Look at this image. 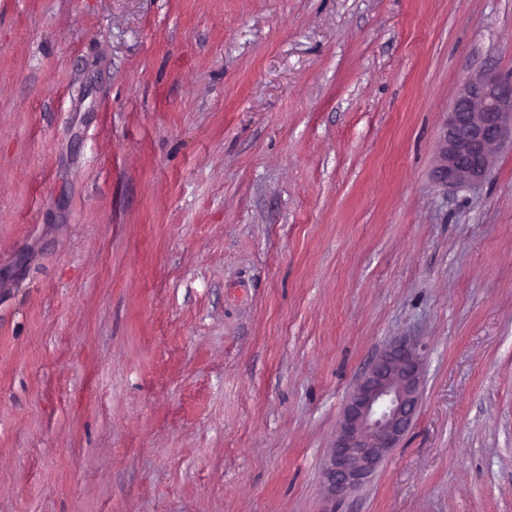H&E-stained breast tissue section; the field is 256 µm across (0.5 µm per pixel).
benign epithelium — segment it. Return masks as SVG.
<instances>
[{
	"mask_svg": "<svg viewBox=\"0 0 512 512\" xmlns=\"http://www.w3.org/2000/svg\"><path fill=\"white\" fill-rule=\"evenodd\" d=\"M512 146V78L486 73L466 82L448 116L438 178L452 187L481 183L493 165L492 148ZM424 359L398 338L357 383L341 414L324 479L344 496L365 484L408 431L418 409Z\"/></svg>",
	"mask_w": 512,
	"mask_h": 512,
	"instance_id": "1",
	"label": "benign epithelium"
}]
</instances>
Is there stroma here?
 Listing matches in <instances>:
<instances>
[{
    "instance_id": "obj_1",
    "label": "stroma",
    "mask_w": 512,
    "mask_h": 512,
    "mask_svg": "<svg viewBox=\"0 0 512 512\" xmlns=\"http://www.w3.org/2000/svg\"><path fill=\"white\" fill-rule=\"evenodd\" d=\"M486 72L512 0H0V512H512V146L436 177ZM424 359L417 345L398 338L357 383L341 414L324 479L337 496L365 484L408 431L418 409Z\"/></svg>"
}]
</instances>
